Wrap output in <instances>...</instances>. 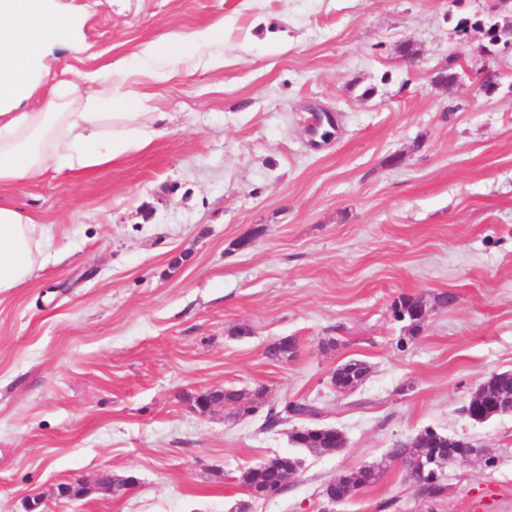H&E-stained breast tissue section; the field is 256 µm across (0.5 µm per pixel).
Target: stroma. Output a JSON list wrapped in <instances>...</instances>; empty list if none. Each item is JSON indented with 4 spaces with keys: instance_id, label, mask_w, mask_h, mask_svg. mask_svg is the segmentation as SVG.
I'll list each match as a JSON object with an SVG mask.
<instances>
[{
    "instance_id": "stroma-1",
    "label": "stroma",
    "mask_w": 512,
    "mask_h": 512,
    "mask_svg": "<svg viewBox=\"0 0 512 512\" xmlns=\"http://www.w3.org/2000/svg\"><path fill=\"white\" fill-rule=\"evenodd\" d=\"M73 2L81 46L49 83L218 21L224 66L137 77L141 111L169 115L145 150L0 193L57 252L0 295V512H512V414L462 412L512 371V51L492 91L474 52L455 85L433 82L457 20L491 0ZM404 296L429 311L413 335L393 314ZM286 337L294 354L268 359ZM351 359L369 375L338 391ZM260 388L321 407L345 447L314 456L290 440L303 421L191 402ZM427 428L482 451L442 469L435 500L388 456ZM275 457L302 460L299 476L249 498L241 474ZM372 465L375 484L330 505L328 482ZM117 475L135 487L57 491Z\"/></svg>"
}]
</instances>
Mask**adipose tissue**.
Masks as SVG:
<instances>
[{
	"label": "adipose tissue",
	"instance_id": "obj_1",
	"mask_svg": "<svg viewBox=\"0 0 512 512\" xmlns=\"http://www.w3.org/2000/svg\"><path fill=\"white\" fill-rule=\"evenodd\" d=\"M79 8L60 0H0V190L68 177L146 149L155 122L139 107L134 77L162 83L186 60L224 66V24L185 33L173 30L139 44L127 56L76 72L61 86L44 85L47 58L77 31ZM52 257L49 228L0 203V295L26 285Z\"/></svg>",
	"mask_w": 512,
	"mask_h": 512
}]
</instances>
